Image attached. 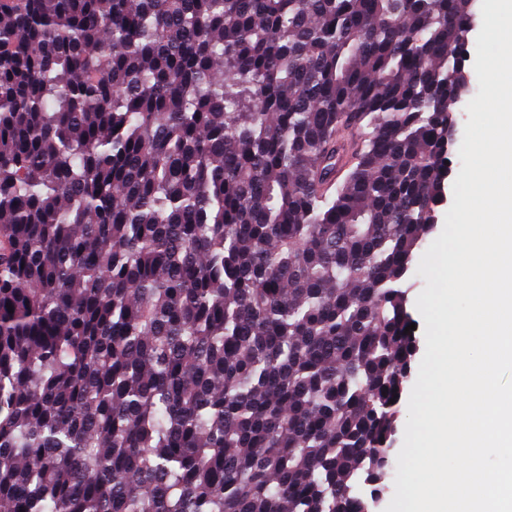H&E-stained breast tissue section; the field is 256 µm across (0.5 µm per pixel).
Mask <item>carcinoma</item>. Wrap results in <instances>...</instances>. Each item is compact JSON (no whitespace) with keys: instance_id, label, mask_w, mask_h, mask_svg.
Returning a JSON list of instances; mask_svg holds the SVG:
<instances>
[{"instance_id":"carcinoma-1","label":"carcinoma","mask_w":512,"mask_h":512,"mask_svg":"<svg viewBox=\"0 0 512 512\" xmlns=\"http://www.w3.org/2000/svg\"><path fill=\"white\" fill-rule=\"evenodd\" d=\"M474 3L0 0V512H370Z\"/></svg>"}]
</instances>
